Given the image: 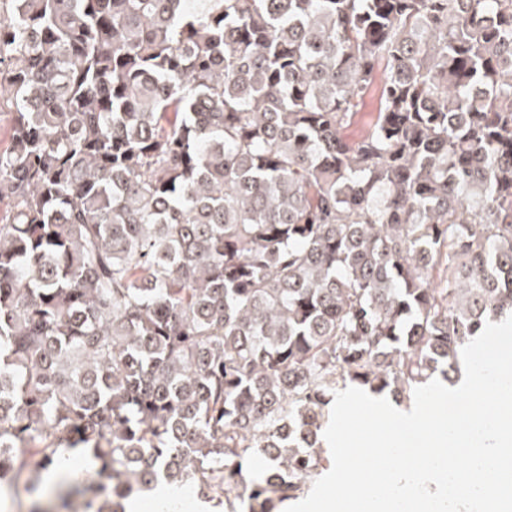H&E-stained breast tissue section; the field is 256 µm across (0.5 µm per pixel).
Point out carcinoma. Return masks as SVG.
Listing matches in <instances>:
<instances>
[{
	"instance_id": "1",
	"label": "carcinoma",
	"mask_w": 512,
	"mask_h": 512,
	"mask_svg": "<svg viewBox=\"0 0 512 512\" xmlns=\"http://www.w3.org/2000/svg\"><path fill=\"white\" fill-rule=\"evenodd\" d=\"M4 110L29 512L160 484L281 512L335 392L408 403L512 314V0H0ZM74 451L92 474L53 482Z\"/></svg>"
}]
</instances>
